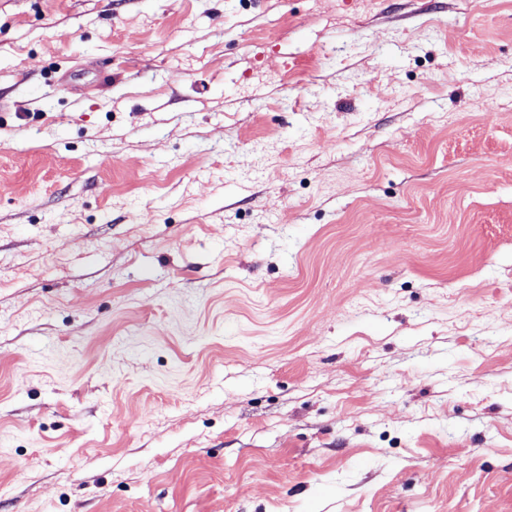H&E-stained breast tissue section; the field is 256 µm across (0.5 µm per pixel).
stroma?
Listing matches in <instances>:
<instances>
[{
  "label": "stroma",
  "mask_w": 512,
  "mask_h": 512,
  "mask_svg": "<svg viewBox=\"0 0 512 512\" xmlns=\"http://www.w3.org/2000/svg\"><path fill=\"white\" fill-rule=\"evenodd\" d=\"M0 512H512V0H0Z\"/></svg>",
  "instance_id": "obj_1"
}]
</instances>
